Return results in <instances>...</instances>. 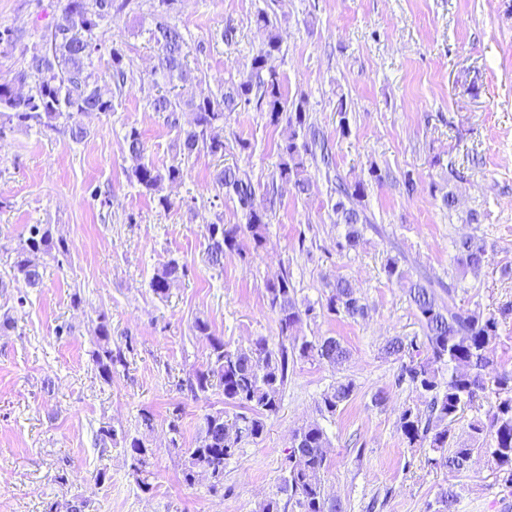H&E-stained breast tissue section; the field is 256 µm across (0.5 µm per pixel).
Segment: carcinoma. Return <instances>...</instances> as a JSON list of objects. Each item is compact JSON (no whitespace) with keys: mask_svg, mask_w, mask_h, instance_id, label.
<instances>
[{"mask_svg":"<svg viewBox=\"0 0 512 512\" xmlns=\"http://www.w3.org/2000/svg\"><path fill=\"white\" fill-rule=\"evenodd\" d=\"M158 20L152 30L157 44L162 71L169 78L186 82L191 78L186 59L189 51L181 31L167 21L175 0H157ZM114 0H60L50 38L32 47L28 68L17 81L27 86L22 93L8 83H0V138L14 129L34 125L54 127L63 119L70 120L75 113L107 114L112 111V88L99 85L90 70L93 55L100 50L99 30L112 17ZM257 24L264 31L261 47L252 57L250 72L245 79L215 97L193 98L183 102L160 95L151 100L156 112H167L171 123H176V112L185 105L193 112V124L183 131L179 148L190 156L206 149L213 155L224 153V139L219 130L224 126V113L255 106L267 114L269 124H286L288 135L280 145L283 161L279 167V181L289 185L295 193L309 192L310 183L304 176L308 161H319L332 169L328 140L320 128L310 121L309 112L299 102L286 106L278 72L268 66V60L281 51V37L269 16L261 13ZM127 152L134 158L142 157L145 146L141 133L132 128L124 136ZM181 165H171L160 171L151 164L139 163L132 168L129 178L157 197L158 205L167 208L170 200L162 194L164 182L182 179ZM216 181L227 193L236 197L246 223L205 225L208 239L209 265L221 270L224 256L237 254L244 258L247 252L244 237H249L253 250H258L267 231L266 211L257 202L256 192L237 166L226 167ZM331 201L335 223L344 227V241L338 247L355 249L368 223L366 184L347 182L340 174L333 177ZM68 248L61 239H54L47 227L34 224L29 236L20 238L12 265L13 276L36 287L42 281L39 254L53 259L65 256ZM462 274L478 275L487 261L483 240L469 236L456 244L453 257ZM188 268L175 260L163 264L149 282L154 294L163 297L175 280L187 275ZM383 272L391 282L402 285L413 306L426 339V357L414 353L418 345L406 343L401 336L391 338L385 354L402 363L398 382H406L428 395L425 409L405 408L397 418V430L411 448H428L436 453L432 462L452 474L467 471L474 457L482 456L496 470L506 474L512 484V369H500L495 358L500 342L499 320L493 315L465 309L456 302V287L448 286V299L426 285L401 263L390 257ZM266 300L278 321V341L261 337L247 347L231 348L224 338L211 332L208 321L196 319L193 330L209 343L206 367L187 380L194 397L217 388L224 395L223 409L207 412L201 418L193 445L184 448L177 439H171L173 448L181 453V474L185 484L192 486L204 478L209 489L224 485V471L242 444L259 439L265 429V419L280 408L281 392L288 383L290 365L297 360H312L336 366L349 358V349L334 336H320L314 340L297 336L298 328L307 320L318 317L316 308L295 297L290 273L283 268L266 282ZM321 309L331 314H343L355 319L365 315V305L356 295L349 280L338 277L329 287ZM96 342L89 356L99 377L112 382L116 366H126V354L119 346L112 347V335L105 315L97 317ZM355 393L352 379L345 378L330 385L320 396L321 415L333 416L348 403ZM484 396L487 408L484 416L468 425L467 437H457L453 424L465 405L478 396ZM234 413H228V409ZM100 441L123 443V454L129 461L131 475L138 487L151 490L148 460L153 450L138 437L122 436L110 425L98 430ZM293 438L296 450L285 458L279 495L259 503L256 512H343L341 502L326 499L324 476L329 458L324 449L329 438L323 426L310 422L297 429ZM460 492L451 485L436 499L433 512H457Z\"/></svg>","mask_w":512,"mask_h":512,"instance_id":"1","label":"carcinoma"}]
</instances>
